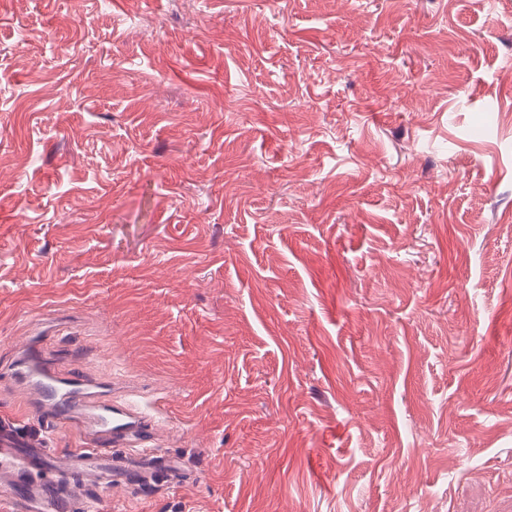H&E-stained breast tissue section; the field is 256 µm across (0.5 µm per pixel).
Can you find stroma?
I'll use <instances>...</instances> for the list:
<instances>
[{"label":"stroma","instance_id":"obj_1","mask_svg":"<svg viewBox=\"0 0 512 512\" xmlns=\"http://www.w3.org/2000/svg\"><path fill=\"white\" fill-rule=\"evenodd\" d=\"M31 338L160 409L102 512H512V0H0Z\"/></svg>","mask_w":512,"mask_h":512}]
</instances>
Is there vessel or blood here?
<instances>
[{"instance_id": "obj_1", "label": "vessel or blood", "mask_w": 512, "mask_h": 512, "mask_svg": "<svg viewBox=\"0 0 512 512\" xmlns=\"http://www.w3.org/2000/svg\"><path fill=\"white\" fill-rule=\"evenodd\" d=\"M20 362L30 409L85 434L76 447L52 452L40 434L23 431L19 419L0 418V486L10 488L13 512H61L77 503L93 512L89 489L99 478L128 491L175 480L176 468L148 447L161 419L156 407L113 401L105 383L58 374L36 347Z\"/></svg>"}]
</instances>
